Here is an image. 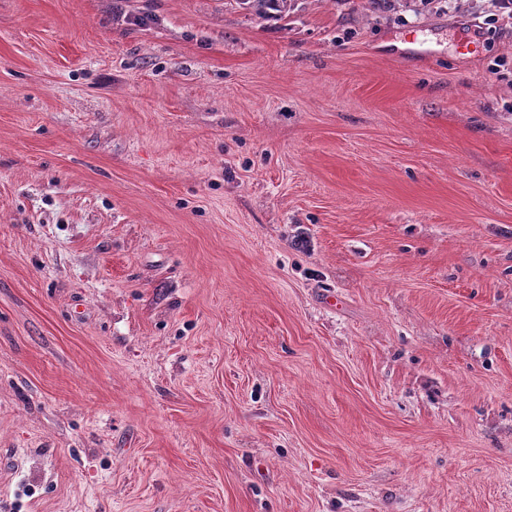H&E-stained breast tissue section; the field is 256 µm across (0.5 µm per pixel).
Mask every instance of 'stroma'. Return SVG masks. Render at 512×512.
Masks as SVG:
<instances>
[{
    "instance_id": "obj_1",
    "label": "stroma",
    "mask_w": 512,
    "mask_h": 512,
    "mask_svg": "<svg viewBox=\"0 0 512 512\" xmlns=\"http://www.w3.org/2000/svg\"><path fill=\"white\" fill-rule=\"evenodd\" d=\"M489 13L0 0V512H512Z\"/></svg>"
}]
</instances>
